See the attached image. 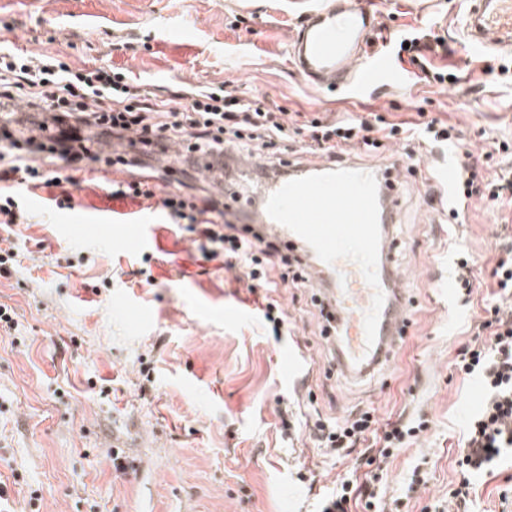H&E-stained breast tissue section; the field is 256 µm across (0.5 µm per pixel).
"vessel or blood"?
<instances>
[{
	"label": "vessel or blood",
	"mask_w": 512,
	"mask_h": 512,
	"mask_svg": "<svg viewBox=\"0 0 512 512\" xmlns=\"http://www.w3.org/2000/svg\"><path fill=\"white\" fill-rule=\"evenodd\" d=\"M377 25V14L358 0H321L290 41V63L313 87L358 81L373 87L390 68L387 56L361 55ZM466 35L512 54V0H477L466 13ZM189 161L207 175L217 198L245 191L243 205L256 208L261 232L299 249L336 318L334 366L360 376L388 368L409 322L408 277L386 256L387 238L400 221V165L310 161L267 180L256 155L193 154Z\"/></svg>",
	"instance_id": "b4317fda"
}]
</instances>
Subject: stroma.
<instances>
[{
  "label": "stroma",
  "mask_w": 512,
  "mask_h": 512,
  "mask_svg": "<svg viewBox=\"0 0 512 512\" xmlns=\"http://www.w3.org/2000/svg\"><path fill=\"white\" fill-rule=\"evenodd\" d=\"M317 2L0 0V41L74 67L112 65L161 96L222 86L305 120L382 115L462 132L458 147L423 146L421 164L404 166L393 254L410 274V326L388 371L357 382L330 364L313 288L277 289L288 325L270 336L235 271L204 261L155 201L88 184L60 209V189L12 185L22 221L0 230V248L19 255L0 275V304L17 321L0 328V512H319L340 477L368 467L315 447L304 422L281 438L280 413L341 421L354 408L426 424L382 474L385 512H444L482 397L456 362L487 316L480 296L458 293L448 242L490 278L512 206L472 200L439 223L425 176L446 178L466 156L512 174V153L496 149L512 142V55L471 46L467 0H375L393 78L367 91L314 88L292 68L287 38ZM414 28L451 49L457 84L420 81L396 60ZM117 210L148 213L154 232L134 239L109 223ZM235 300L239 316L225 317ZM474 499L475 512H512V460L479 479Z\"/></svg>",
  "instance_id": "35a3bbf8"
}]
</instances>
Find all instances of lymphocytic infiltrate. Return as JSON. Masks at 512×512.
Returning a JSON list of instances; mask_svg holds the SVG:
<instances>
[{
	"label": "lymphocytic infiltrate",
	"instance_id": "f902f5d3",
	"mask_svg": "<svg viewBox=\"0 0 512 512\" xmlns=\"http://www.w3.org/2000/svg\"><path fill=\"white\" fill-rule=\"evenodd\" d=\"M0 99L19 100L30 112L51 113L54 123L42 139L19 140V119L0 115V183L16 182L47 187L65 186L60 207H69L68 186L78 165L99 163L94 149L97 139H137L145 146L165 149L167 144L188 143L191 150L221 153L231 149L242 154L273 151L288 141L291 127L285 112L243 98L224 88L186 90L175 88L166 97L149 91L144 82L112 66L71 67L61 57L33 55L15 47H0ZM305 152L331 163L346 156L348 146L364 155L388 151L391 144L408 145L415 157L420 144H457L460 132L437 121L424 124L398 123L379 118L377 124L346 118L327 122L311 119L305 126ZM63 167H56V160ZM112 197L158 199L162 210L176 224L187 225L202 258L221 261L224 268H242L249 292H261L260 311L273 333H280L286 315L274 292L279 281L305 284L302 274H289L291 258L275 241L250 225L225 219L213 196L194 195L182 189L159 194L156 184L113 182ZM479 198L491 206L512 205V180L487 179L475 163L465 162L456 170L449 191L429 198L432 206L447 207L459 216L468 200ZM471 256H457V283L466 295L485 293L490 319L479 327V336L464 347L459 368L478 377L485 391L478 411L469 419L459 448V478L448 493L457 508L468 507L478 478L498 464L512 449V243L502 245L493 268L495 287L484 292V283L474 273ZM411 422H382L369 411L353 410L340 422L315 417L310 435L317 447L327 448L338 458L366 445L367 463L383 462L396 449L406 447L417 435ZM378 494L369 481L343 478L328 496L321 512H350L351 504L375 507Z\"/></svg>",
	"mask_w": 512,
	"mask_h": 512
}]
</instances>
